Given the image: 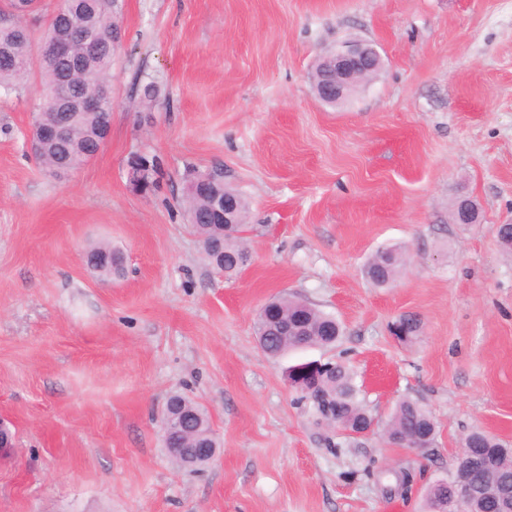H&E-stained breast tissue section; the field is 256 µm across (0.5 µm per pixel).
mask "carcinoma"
<instances>
[{"mask_svg": "<svg viewBox=\"0 0 512 512\" xmlns=\"http://www.w3.org/2000/svg\"><path fill=\"white\" fill-rule=\"evenodd\" d=\"M3 7L17 16H25L38 10L39 0H0ZM118 0H66V16L73 17L81 24V33L85 34L96 50L83 51L77 46L76 51L82 55V65L78 70H71L65 62H58L51 68H39L43 102L40 111L42 119L47 121L54 111L59 91L71 95L94 93L101 95L103 110L94 114L80 113L76 117V131L69 141L39 144L35 156L45 165L59 159L75 169L96 155L102 145L100 135L105 113L112 111V86L109 74L112 68V54L121 39V28L117 22ZM68 34V23L61 15L51 16L43 40H53ZM37 51L26 26L16 22L0 23V89L9 91L15 84L27 78L32 71ZM189 212L193 214L191 224L203 244L221 242L224 255L205 250L211 264L221 267L224 274L232 275L242 270L243 259L250 258V253L241 243L242 225L235 224L229 228L215 222L211 212V203L206 195H191ZM404 251L400 247H385L377 250L368 260L364 273L375 286L384 288L396 278L404 263ZM86 256L94 259L96 269L101 275L117 274L121 270L120 258L107 244L91 247ZM272 310L279 322L288 326V332L277 335L267 323L256 319V334H264L263 352L270 357H278L292 348L311 345L323 348L335 346L343 335L341 323L336 317L326 314L308 302L294 296L283 295L273 300ZM398 322L407 327L412 340L420 335L422 321L415 314H403ZM359 389L354 380L353 370L343 362H329V367L318 380L317 388L300 399L310 403L319 419L328 424L357 425L373 421L358 400ZM433 425L426 410L418 404L400 401L385 426L389 436L399 435L410 439L422 429ZM209 432L208 419L202 420L201 427L196 421L187 419L185 445H195L198 432ZM469 455L475 467L469 474L470 481L477 496L473 498L478 512H496L494 500L501 489L512 490V462L501 455L503 445L483 431L475 430L466 437Z\"/></svg>", "mask_w": 512, "mask_h": 512, "instance_id": "1", "label": "carcinoma"}]
</instances>
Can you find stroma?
I'll use <instances>...</instances> for the list:
<instances>
[{
    "mask_svg": "<svg viewBox=\"0 0 512 512\" xmlns=\"http://www.w3.org/2000/svg\"><path fill=\"white\" fill-rule=\"evenodd\" d=\"M120 4L93 160L49 174L25 141L38 77L0 90V512H420L471 430L512 448V257L495 233L512 224V0ZM349 39L381 69L330 106L312 74ZM136 154L162 160L146 193ZM212 169L249 205L252 262L230 277L185 213L190 172ZM461 196L480 223H454ZM98 242L124 276L87 269ZM394 245L406 267L373 287L363 266ZM279 295L335 316L341 341L267 357L255 319ZM404 313L423 323L407 343L390 333ZM329 358L353 369L372 433L298 402L286 368ZM176 394L219 445L199 470L163 445ZM402 399L432 416L430 447L387 442Z\"/></svg>",
    "mask_w": 512,
    "mask_h": 512,
    "instance_id": "stroma-1",
    "label": "stroma"
}]
</instances>
